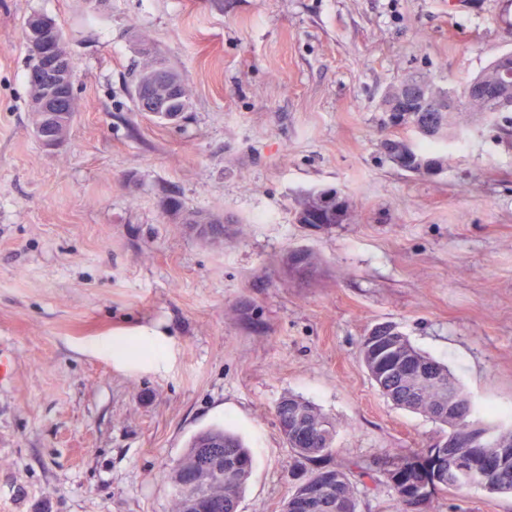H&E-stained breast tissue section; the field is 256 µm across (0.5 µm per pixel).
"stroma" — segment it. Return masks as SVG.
Masks as SVG:
<instances>
[{"label": "stroma", "mask_w": 512, "mask_h": 512, "mask_svg": "<svg viewBox=\"0 0 512 512\" xmlns=\"http://www.w3.org/2000/svg\"><path fill=\"white\" fill-rule=\"evenodd\" d=\"M54 20L77 66L64 144L33 135L22 27ZM153 47L191 104L138 111ZM512 50V0H0V512H173L168 468L222 425L254 459L238 512H281L287 394L336 423L332 463L426 448L443 427L395 406L360 360L390 322L483 421L512 420V124L461 114L435 177L382 143L384 90L440 85ZM335 189L344 224L297 223ZM229 217L224 242L167 211ZM320 263L290 271L291 251ZM126 342L113 350V341ZM428 512H512L437 494Z\"/></svg>", "instance_id": "1"}]
</instances>
